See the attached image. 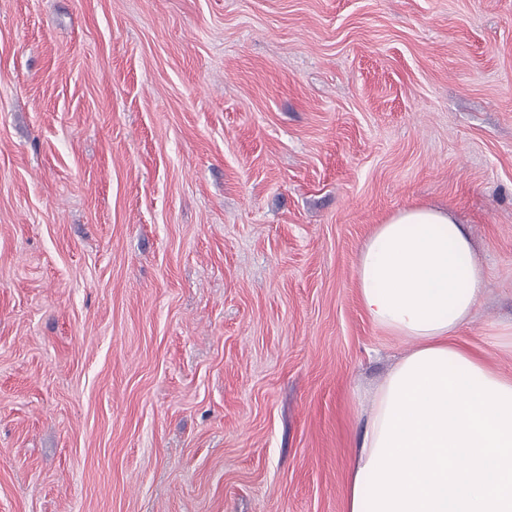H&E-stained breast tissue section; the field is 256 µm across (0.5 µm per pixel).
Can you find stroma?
I'll list each match as a JSON object with an SVG mask.
<instances>
[{
  "label": "stroma",
  "mask_w": 512,
  "mask_h": 512,
  "mask_svg": "<svg viewBox=\"0 0 512 512\" xmlns=\"http://www.w3.org/2000/svg\"><path fill=\"white\" fill-rule=\"evenodd\" d=\"M416 204L512 372V0H0V512H346Z\"/></svg>",
  "instance_id": "obj_1"
}]
</instances>
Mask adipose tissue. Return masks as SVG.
Returning a JSON list of instances; mask_svg holds the SVG:
<instances>
[{
	"label": "adipose tissue",
	"instance_id": "ef3b65f1",
	"mask_svg": "<svg viewBox=\"0 0 512 512\" xmlns=\"http://www.w3.org/2000/svg\"><path fill=\"white\" fill-rule=\"evenodd\" d=\"M357 288L374 324L389 335L411 340L413 352L444 351L453 364L472 366L512 392V373L456 341L483 297L486 280L454 213L415 205L377 225L359 256ZM390 387V380H383L372 395L349 472L346 512H365V467L377 451Z\"/></svg>",
	"mask_w": 512,
	"mask_h": 512
}]
</instances>
